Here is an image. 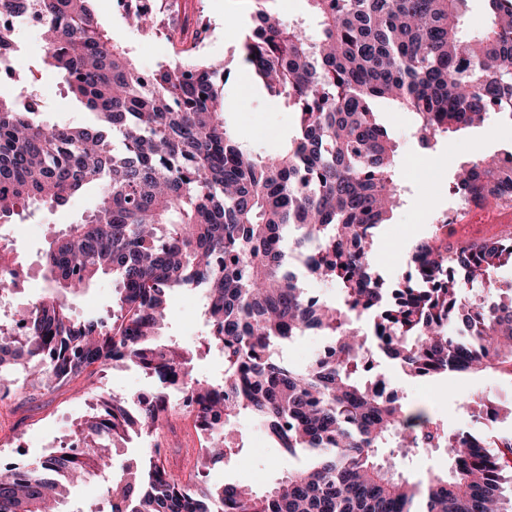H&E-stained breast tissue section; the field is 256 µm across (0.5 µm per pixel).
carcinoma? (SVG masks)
Segmentation results:
<instances>
[{"instance_id":"cac0c4a2","label":"carcinoma","mask_w":512,"mask_h":512,"mask_svg":"<svg viewBox=\"0 0 512 512\" xmlns=\"http://www.w3.org/2000/svg\"><path fill=\"white\" fill-rule=\"evenodd\" d=\"M95 0H0V44L18 40L6 22L34 19L56 74L95 123L37 120L35 74L16 62L17 93L0 96V221L65 206L98 188L96 207L68 224L43 257L50 290L0 323V402L22 370L45 386L95 367L132 363L158 382L150 396H101L77 424L84 447L37 461H0V512L61 507L81 483H104L88 512H512V436L451 431L423 408L377 388L379 351L415 377L496 369L512 376V235L455 240L444 220L416 243L396 280L377 271V229L400 206L397 146L374 104L392 100L415 116L421 148L484 124L512 123V0H485L490 25L460 34L466 0H308L313 37L260 6L250 15L242 61L267 95L298 117L278 153L253 154L228 130L230 70L199 51L202 38L171 41L176 60L149 72L98 25ZM138 30L156 17L132 6ZM450 191L468 205L512 204V166L476 151ZM339 289L313 297L296 265ZM103 277L114 285L103 315L76 318L67 297ZM12 240L0 233V297L21 282ZM204 286L209 336L202 346L163 340L168 294ZM317 329L328 359L285 365L275 348ZM224 373L201 379V348ZM204 435L195 473L168 469L156 448L114 454L150 439L174 411ZM472 417L496 422L512 404L470 399ZM250 416L290 458L312 460L258 493L239 482L199 487L207 463L244 445ZM444 450L448 474L416 481L401 466L409 449Z\"/></svg>"}]
</instances>
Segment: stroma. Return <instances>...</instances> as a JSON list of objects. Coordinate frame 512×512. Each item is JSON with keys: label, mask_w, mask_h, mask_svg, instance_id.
<instances>
[{"label": "stroma", "mask_w": 512, "mask_h": 512, "mask_svg": "<svg viewBox=\"0 0 512 512\" xmlns=\"http://www.w3.org/2000/svg\"><path fill=\"white\" fill-rule=\"evenodd\" d=\"M179 3L185 36L191 38L200 29H207L203 56L230 62L236 70L224 87L225 119L230 128L255 153L265 156L279 152L296 132V116L250 80L239 56L241 35L255 8L253 0H179ZM95 9L98 23L131 51L141 67L150 70L157 64L172 61L166 42L131 29L114 0H97ZM22 40L24 61L36 76L32 92L43 104L41 121L48 125L67 122L74 126L91 121L89 111L67 92L53 73L44 70L42 59L46 48L37 34L23 32ZM377 119L398 145L396 176L404 188L401 207L376 236V253L385 276L398 277L406 272L412 245L431 236L443 217H452L454 223L466 225L468 238L480 239L490 232L491 222L506 219L512 213L505 208L486 215L457 209L449 189L459 163L475 151L493 155L512 148V124L492 119L478 128L450 132L439 139L434 150L426 151L414 136L415 119L411 113L383 101L378 105ZM97 197L96 188H86L63 207L35 212L0 229L13 240L26 271L16 293L0 298L1 320L9 319L15 302L33 300L47 292L41 258L48 240L55 231L91 211ZM168 303L167 335L186 344L204 341L209 329L203 316L202 289H174ZM377 365L387 381L404 395L407 404L428 409L453 431L475 428L476 423L465 406L471 395L484 392L512 398V377L493 370L451 372L418 380L405 375L386 358H378ZM154 386V379L130 363L48 388L30 385L24 372H17L10 400L0 405V455L38 460L45 453V442L68 434L73 423L89 413L97 395L126 397L150 391ZM237 427L244 443L242 453L231 461L210 466L206 485L242 482L261 491L287 474L290 462L280 456L262 427L247 416L239 418ZM157 440L166 450V464L177 473L184 468L187 449L200 445L192 422L182 417L175 418Z\"/></svg>", "instance_id": "35a3bbf8"}]
</instances>
